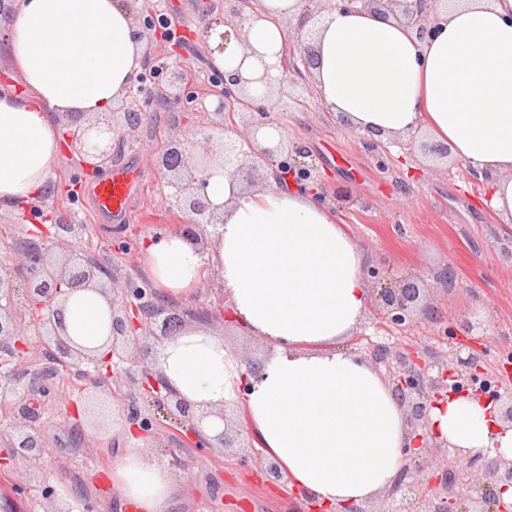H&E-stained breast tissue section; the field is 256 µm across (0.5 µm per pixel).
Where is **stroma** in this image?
<instances>
[{
    "label": "stroma",
    "mask_w": 512,
    "mask_h": 512,
    "mask_svg": "<svg viewBox=\"0 0 512 512\" xmlns=\"http://www.w3.org/2000/svg\"><path fill=\"white\" fill-rule=\"evenodd\" d=\"M163 12L172 18L178 34L187 36L192 49L181 59L194 76L193 90L202 101L198 122H206L216 99L206 80L205 44L212 23L224 18V0H163ZM156 78L146 82V114L136 132L112 143V163L135 168L138 181L130 195L127 216L98 213L93 203L90 176H81L77 159L61 154L53 164L48 188L34 208L45 214H65L80 219L87 233L77 250L107 268L118 283L144 282L138 253H122L126 239L142 240L164 230L177 229L182 218L168 210L155 168L158 153L177 136L173 112L154 101ZM304 112H280L276 118L289 141L306 147L317 166V182L328 204L366 253L374 273L372 291L396 286L404 276L415 275L427 291L429 316L415 326L374 328L373 312H366L359 332L375 342L400 350L420 344L429 364L447 361L451 351L445 329L481 322L488 348L486 371L497 376L498 367L512 353V224L501 223L476 200L484 192L458 168H433L421 153L407 154L390 148L382 154L367 149L361 136L346 129L320 106L315 92H308ZM25 207L0 208V269H19L23 246L34 229ZM169 308L194 316L227 308L228 297L219 278L207 276L198 292L172 300ZM212 326L225 346L249 365H262L268 346L249 336L230 320ZM156 340L135 349L137 362L128 374L107 380L97 399L111 407L110 416L82 407V382L72 371L52 369L56 396L47 413L53 434L62 447L51 449L37 463V470L54 486L58 500L79 506L97 501L99 512H130V505L112 494L104 480L112 464L128 447V417H152L154 408L140 392L139 363ZM236 447L201 450L181 445L177 433L156 426L141 444L161 463L172 455L186 461L182 496L173 512H303L298 495L280 485L269 487L253 475L252 458L261 454L232 415Z\"/></svg>",
    "instance_id": "obj_1"
}]
</instances>
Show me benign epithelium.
I'll return each mask as SVG.
<instances>
[{"instance_id": "obj_1", "label": "benign epithelium", "mask_w": 512, "mask_h": 512, "mask_svg": "<svg viewBox=\"0 0 512 512\" xmlns=\"http://www.w3.org/2000/svg\"><path fill=\"white\" fill-rule=\"evenodd\" d=\"M138 3L134 24L138 38H150L156 30V18L161 13L159 0H134ZM331 8L351 9L357 6L382 12L393 11L402 0H323ZM253 0H224V12L240 19L252 7ZM428 0H415V6L403 9L402 20L420 40L433 36L436 16L427 8ZM317 65L312 41H302L289 48L283 78L278 87L268 86L267 93L277 97L279 110L307 108L305 96H291L283 92L287 83L297 84L312 74ZM210 85L220 97L216 111L200 125L187 122L185 113L197 111L198 97L189 90L186 66L181 62L169 64L159 85L166 104L176 110L178 128L188 131L176 138L156 157V169L163 186L168 209L187 215L183 232L199 245L207 229L220 224L215 208L200 193L204 176L219 166L233 176H242L250 186L257 183L259 172L268 167L296 184L314 180L315 163L308 153L283 138L273 147L258 146L259 132L278 122L273 113L254 105L251 85L264 83L268 74L248 78L236 72L226 75L219 68L208 65ZM143 75L129 85L118 111L112 118L88 117L71 112L63 117L64 141L71 155L80 161L86 175L98 173L111 156L112 138L135 132L141 124L144 109L141 99ZM106 132L110 139L98 134ZM36 228L42 231L40 241L23 250L22 280L26 302H14L15 277L0 274V350L11 356L22 357L30 353L32 343L29 331H35L40 347L49 352L54 364L70 368L78 376L98 387L106 379L102 371L116 377L132 361L129 346L139 342L141 336L154 335L152 325L162 318L161 331L171 336L183 325V316L156 305V292L151 288L131 286L124 288L106 276L99 266L72 249V242L82 237L84 224H71L68 217H50L33 210ZM53 221L51 227L45 222ZM54 246L70 250L69 257L60 261L51 256ZM95 288L105 295L112 306V336L108 352L90 355L79 351L61 334L62 303L74 287ZM420 298V288L414 277H409L395 288H384L377 293L376 307L379 321L376 327L411 326L415 323L413 304ZM473 335L469 343H461L452 350L449 360L434 368L424 363L423 351L414 347L392 355L384 345L373 346L376 360L386 365L392 376L395 395L403 407L407 427L414 437L429 434L428 405L448 396V392L465 394L473 389V396L490 406L502 424L512 427V393L500 392V386H490L484 378V356L479 343L481 325L469 326ZM466 355H461V352ZM49 375L41 370L33 373L27 391L18 388L14 371L0 373V402L17 403L9 425H0V483L15 495L22 496L29 483L42 487L45 508L43 512H59L49 508L54 503V490L46 485V478L28 474L27 481L12 483L10 475L21 463L30 464L54 447H62L57 437H50L42 423L52 390ZM141 387L147 399L160 409L165 420L184 431V440L194 448H231L233 439L227 430L214 437L205 435L206 414L195 413L182 398L155 379L149 368L142 370ZM432 445L421 450V459L414 465L403 464L392 490L400 493L399 512H512V500L504 492L512 487V459L489 456L482 452L454 449L457 461L465 466L466 478L459 480L448 465L438 468L433 460H448L443 449L448 443L431 436ZM264 481L278 485L285 481L279 462L270 457L262 461Z\"/></svg>"}]
</instances>
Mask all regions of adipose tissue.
Masks as SVG:
<instances>
[{
	"instance_id": "ef3b65f1",
	"label": "adipose tissue",
	"mask_w": 512,
	"mask_h": 512,
	"mask_svg": "<svg viewBox=\"0 0 512 512\" xmlns=\"http://www.w3.org/2000/svg\"><path fill=\"white\" fill-rule=\"evenodd\" d=\"M438 29L418 40L373 9L324 12L312 77L318 101L349 129L377 140L422 128L452 156L489 173V204L512 223V0H436ZM305 22L302 0H255L242 30L214 56L217 66L254 78L257 105L273 100L256 78H279L286 21ZM12 81L0 87V206L35 201L63 150L52 114L110 112L138 74L145 42L134 39L126 0H16L9 17ZM205 193L223 214L197 253L182 232L139 245L160 300L196 293L206 274L222 281L229 316L271 348L260 369L228 351L205 325L164 340L156 371L194 411L216 413L246 386L253 443L281 464L288 487L343 512L390 486L413 440L391 388L346 351L367 310L366 256L333 210L311 190L279 185L249 191L212 170ZM66 339L98 351L112 334L107 300L88 288L63 305ZM439 435L458 448L497 449L512 459V429L475 398L457 395L431 410ZM111 480L140 512H170L179 482L145 449H123Z\"/></svg>"
}]
</instances>
